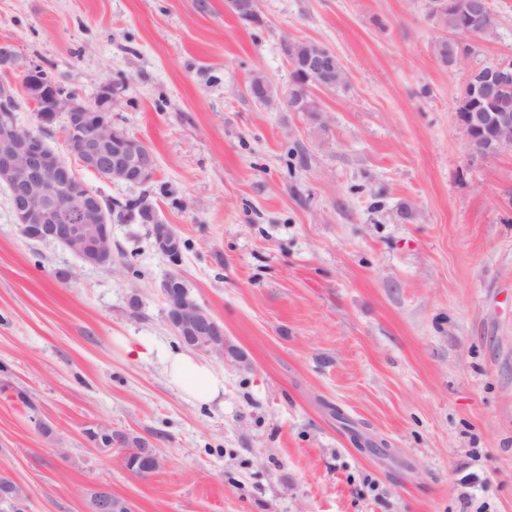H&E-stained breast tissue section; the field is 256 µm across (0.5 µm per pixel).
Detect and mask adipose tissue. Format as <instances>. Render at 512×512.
Segmentation results:
<instances>
[{"instance_id": "obj_1", "label": "adipose tissue", "mask_w": 512, "mask_h": 512, "mask_svg": "<svg viewBox=\"0 0 512 512\" xmlns=\"http://www.w3.org/2000/svg\"><path fill=\"white\" fill-rule=\"evenodd\" d=\"M164 368L185 399L210 405L224 395V376L189 351L166 354Z\"/></svg>"}]
</instances>
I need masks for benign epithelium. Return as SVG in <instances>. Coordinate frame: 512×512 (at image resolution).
<instances>
[{"label": "benign epithelium", "mask_w": 512, "mask_h": 512, "mask_svg": "<svg viewBox=\"0 0 512 512\" xmlns=\"http://www.w3.org/2000/svg\"><path fill=\"white\" fill-rule=\"evenodd\" d=\"M325 48L317 46L303 60L315 84L327 83ZM0 183L10 194L15 223L29 240L58 244L80 262L93 268H108L112 258V213L101 194L86 184L74 165L110 182L143 186L154 179L156 157L140 139L112 124L116 98L112 87L101 89L94 102L79 93L63 94L42 71V66L23 57L15 45L0 41ZM21 76L28 98L33 102L34 132L18 124L15 111L17 86L11 80ZM512 82V60L496 64L485 85L495 92ZM60 127L67 156L50 148L42 132ZM512 149V114L498 115L493 134V151ZM160 291L166 303L167 321L175 335L189 348L208 356L226 355L224 326L183 290L176 274L165 276ZM126 433L95 424L85 431L86 440H96L99 450L109 453L120 447ZM140 467L162 465L161 456L150 443L134 450ZM86 512H134L133 504L112 494L105 484L84 492ZM0 502L8 512H28L27 495L0 486Z\"/></svg>", "instance_id": "7a95c632"}]
</instances>
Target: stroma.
<instances>
[{
  "mask_svg": "<svg viewBox=\"0 0 512 512\" xmlns=\"http://www.w3.org/2000/svg\"><path fill=\"white\" fill-rule=\"evenodd\" d=\"M488 4L496 37L446 67L429 0H258L250 25L225 0H0V40L86 98L111 84L157 159L144 188L84 175L153 207L113 223L109 268L26 239L0 185V474L30 512L96 484L136 512H512V151L475 155L455 112L470 68L512 56V0ZM287 39L346 70L317 113L245 92L287 91ZM170 273L224 325L223 404L165 377ZM98 423L161 469L97 452ZM109 436V439L106 441L107 445L102 446L99 439L103 435ZM91 436L96 441L95 449L99 451H103L104 453H111L112 448H119L121 443L124 441V438L126 436V443L124 445L125 448L129 450H134L135 456L137 457V461L140 462V467L143 468L145 466H153L154 468H160L162 465L161 456L158 454L157 449L151 444H145L143 445L147 439L134 435L132 433H128L126 435V432L123 431H112V427L104 424H95L92 425L90 428L86 429L85 431V438L88 442L94 445L93 440L91 439ZM143 445V446H142ZM142 446V448H141ZM99 447V448H98ZM133 455L131 459V464L134 460ZM133 463V467H131L132 473L137 478H140L139 473L133 469L135 467L136 462Z\"/></svg>",
  "mask_w": 512,
  "mask_h": 512,
  "instance_id": "obj_1",
  "label": "stroma"
}]
</instances>
